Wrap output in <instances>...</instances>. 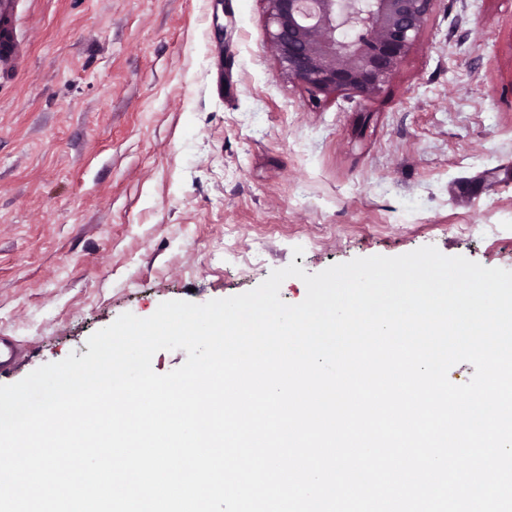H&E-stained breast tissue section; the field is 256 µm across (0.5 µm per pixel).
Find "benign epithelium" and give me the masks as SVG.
Segmentation results:
<instances>
[{"label":"benign epithelium","instance_id":"obj_1","mask_svg":"<svg viewBox=\"0 0 512 512\" xmlns=\"http://www.w3.org/2000/svg\"><path fill=\"white\" fill-rule=\"evenodd\" d=\"M268 48L312 95H374L418 41L434 0H266Z\"/></svg>","mask_w":512,"mask_h":512}]
</instances>
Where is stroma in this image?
<instances>
[{"instance_id": "35a3bbf8", "label": "stroma", "mask_w": 512, "mask_h": 512, "mask_svg": "<svg viewBox=\"0 0 512 512\" xmlns=\"http://www.w3.org/2000/svg\"><path fill=\"white\" fill-rule=\"evenodd\" d=\"M16 26L0 336L25 353L0 385L292 263L432 245L512 270V0H435L369 98L283 76L264 0H21Z\"/></svg>"}]
</instances>
